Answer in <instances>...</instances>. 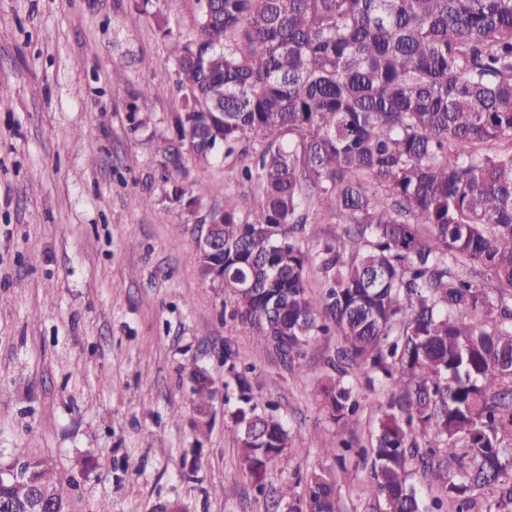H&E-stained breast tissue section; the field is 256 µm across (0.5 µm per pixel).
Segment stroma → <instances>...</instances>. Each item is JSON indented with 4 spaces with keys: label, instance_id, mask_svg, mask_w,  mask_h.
Instances as JSON below:
<instances>
[{
    "label": "stroma",
    "instance_id": "1",
    "mask_svg": "<svg viewBox=\"0 0 512 512\" xmlns=\"http://www.w3.org/2000/svg\"><path fill=\"white\" fill-rule=\"evenodd\" d=\"M172 55L131 0H0V462L67 471L108 458L82 478L75 512L104 498L112 512H274L276 489L302 491L318 467L341 512H377L367 465L321 449L368 443L381 388L353 370L358 423L334 424L321 387L337 336L313 338L302 372H289L200 274L194 215L163 198L151 135L181 108ZM134 105L146 126H133ZM185 166L203 207L229 194L258 210L241 160L189 155ZM198 368L216 390L205 419ZM240 373L300 450L268 467L262 494L233 433Z\"/></svg>",
    "mask_w": 512,
    "mask_h": 512
}]
</instances>
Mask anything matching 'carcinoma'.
Wrapping results in <instances>:
<instances>
[{
    "mask_svg": "<svg viewBox=\"0 0 512 512\" xmlns=\"http://www.w3.org/2000/svg\"><path fill=\"white\" fill-rule=\"evenodd\" d=\"M196 34L176 40L183 92L172 129L155 131L164 198L199 204L186 185L183 147L200 162L259 147L246 179L263 201L244 214L224 197L215 236L224 293L241 328L284 365L334 333L340 346L322 387L343 428L359 403L349 369L383 390L369 448L380 512H426L411 482H438L455 512H512V0H195ZM150 12L152 0H133ZM288 142H283V138ZM343 226L316 250L309 209ZM326 278L309 292L306 271ZM498 292L493 315L486 286ZM234 415L241 461L259 491L288 458V431L259 410L239 380ZM198 411L215 396L195 380ZM29 480H0V512H69L73 484L42 458ZM276 506L338 512L335 483L310 473L303 494L285 485Z\"/></svg>",
    "mask_w": 512,
    "mask_h": 512,
    "instance_id": "cac0c4a2",
    "label": "carcinoma"
}]
</instances>
